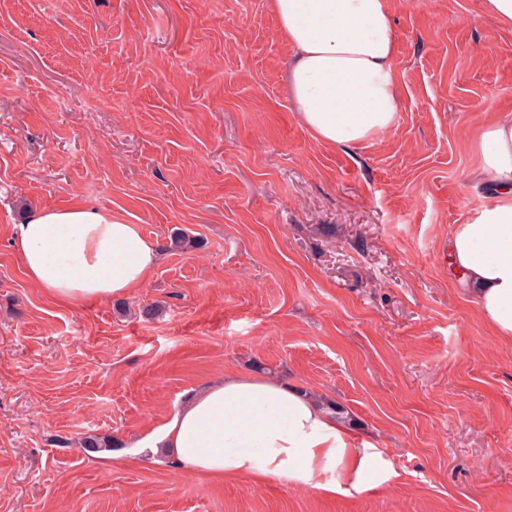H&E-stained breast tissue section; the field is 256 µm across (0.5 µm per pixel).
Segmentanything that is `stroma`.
Instances as JSON below:
<instances>
[{"instance_id": "1", "label": "stroma", "mask_w": 512, "mask_h": 512, "mask_svg": "<svg viewBox=\"0 0 512 512\" xmlns=\"http://www.w3.org/2000/svg\"><path fill=\"white\" fill-rule=\"evenodd\" d=\"M393 28L394 126L331 146L270 0H0V512H512V345L445 252L492 200L472 133L512 116V28L482 0H395ZM79 202L161 248L141 288L29 284L16 224ZM178 228L200 247L166 251ZM260 365L350 412L392 479L217 483L138 447Z\"/></svg>"}]
</instances>
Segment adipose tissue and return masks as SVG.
I'll return each mask as SVG.
<instances>
[{
    "label": "adipose tissue",
    "instance_id": "adipose-tissue-1",
    "mask_svg": "<svg viewBox=\"0 0 512 512\" xmlns=\"http://www.w3.org/2000/svg\"><path fill=\"white\" fill-rule=\"evenodd\" d=\"M271 5L293 51L286 82L294 108L314 139L351 145L391 128L399 107L394 0ZM477 147L493 200L454 226L448 261L493 336L512 343V117L483 123ZM15 240L29 282L67 304L128 295L160 257L140 225L83 204L31 214ZM140 445L211 481L274 477L336 493L394 474L381 448L316 396L256 375L229 374L195 392Z\"/></svg>",
    "mask_w": 512,
    "mask_h": 512
}]
</instances>
